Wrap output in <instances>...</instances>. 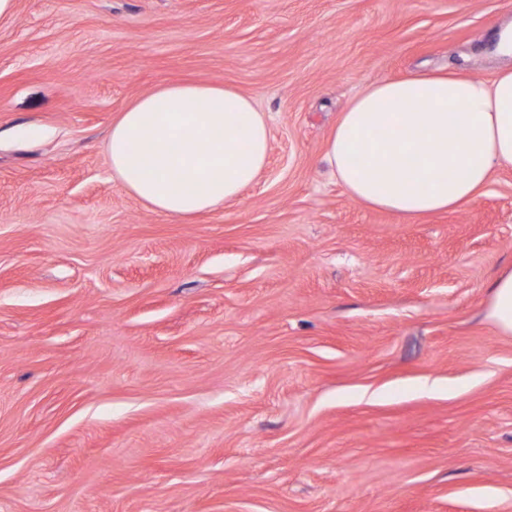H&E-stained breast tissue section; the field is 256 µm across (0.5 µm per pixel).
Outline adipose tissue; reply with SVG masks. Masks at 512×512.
Here are the masks:
<instances>
[{
  "mask_svg": "<svg viewBox=\"0 0 512 512\" xmlns=\"http://www.w3.org/2000/svg\"><path fill=\"white\" fill-rule=\"evenodd\" d=\"M509 63L488 81L453 71L369 85L338 117L325 161L362 205L405 217L476 201L512 166V24L496 34ZM269 125L233 87L161 86L113 121L107 153L128 194L150 210L189 219L227 203L264 170ZM488 316L512 335V267L489 286Z\"/></svg>",
  "mask_w": 512,
  "mask_h": 512,
  "instance_id": "1",
  "label": "adipose tissue"
}]
</instances>
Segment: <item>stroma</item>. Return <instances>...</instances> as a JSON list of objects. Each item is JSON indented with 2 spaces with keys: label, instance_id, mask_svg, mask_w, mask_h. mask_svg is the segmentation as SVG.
Here are the masks:
<instances>
[{
  "label": "stroma",
  "instance_id": "stroma-1",
  "mask_svg": "<svg viewBox=\"0 0 512 512\" xmlns=\"http://www.w3.org/2000/svg\"><path fill=\"white\" fill-rule=\"evenodd\" d=\"M511 21L512 0H16L0 512H512V336L487 316L512 167L403 218L323 161L357 93L490 79ZM183 81L271 115L260 179L190 220L130 196L105 151L136 98Z\"/></svg>",
  "mask_w": 512,
  "mask_h": 512
}]
</instances>
